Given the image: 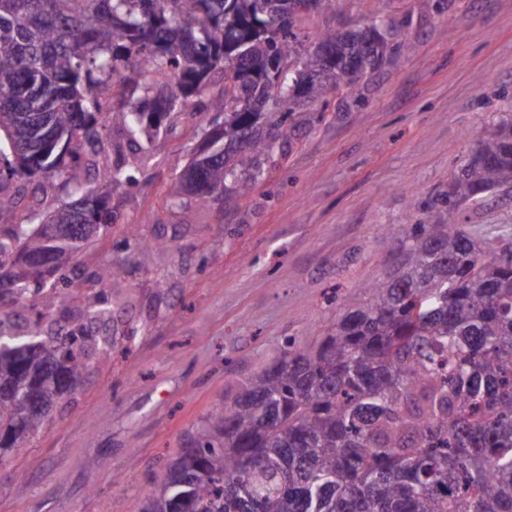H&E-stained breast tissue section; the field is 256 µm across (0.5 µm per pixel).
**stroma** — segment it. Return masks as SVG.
Here are the masks:
<instances>
[{"label":"stroma","instance_id":"stroma-1","mask_svg":"<svg viewBox=\"0 0 512 512\" xmlns=\"http://www.w3.org/2000/svg\"><path fill=\"white\" fill-rule=\"evenodd\" d=\"M389 16L413 52H396L289 116L263 178L236 207L174 204L175 181L203 138L189 99L173 129L140 148L122 132L137 180L112 193L109 233L78 253L58 309L87 275L120 264L108 291L115 347L53 409L23 452L0 460V512H139L186 436L288 339L325 335L337 307L386 272V233L431 223L452 172L512 113V0H340L296 32ZM455 220L512 233V190L463 205ZM171 247L139 261L129 228Z\"/></svg>","mask_w":512,"mask_h":512}]
</instances>
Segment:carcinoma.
<instances>
[{
  "mask_svg": "<svg viewBox=\"0 0 512 512\" xmlns=\"http://www.w3.org/2000/svg\"><path fill=\"white\" fill-rule=\"evenodd\" d=\"M271 0H0V213L26 187L92 190L0 230V449L20 452L57 402L112 354L116 267L68 326H45L76 250L112 221V190L134 181L109 127L161 130L210 92L204 141L181 194L234 207L264 174L295 101L318 102L397 45L390 18L299 48L298 23L338 0L279 13ZM238 56L243 76L213 71ZM288 71L272 95L269 67ZM170 92L155 96L157 78ZM72 160L70 166L66 160ZM512 190V118L477 142L448 183V208L398 241L393 268L336 311L314 344L288 343L215 406L141 512H512V236L457 224L455 208ZM134 242L143 258L167 246Z\"/></svg>",
  "mask_w": 512,
  "mask_h": 512,
  "instance_id": "obj_1",
  "label": "carcinoma"
}]
</instances>
